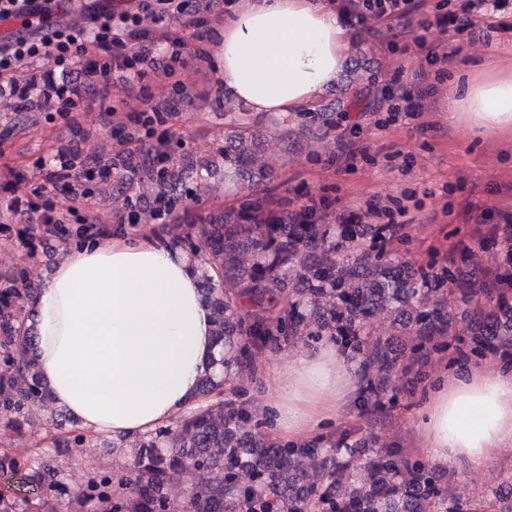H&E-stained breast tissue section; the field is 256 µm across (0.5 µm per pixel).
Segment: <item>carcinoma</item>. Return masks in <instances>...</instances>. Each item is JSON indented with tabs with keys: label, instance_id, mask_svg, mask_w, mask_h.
<instances>
[{
	"label": "carcinoma",
	"instance_id": "carcinoma-1",
	"mask_svg": "<svg viewBox=\"0 0 512 512\" xmlns=\"http://www.w3.org/2000/svg\"><path fill=\"white\" fill-rule=\"evenodd\" d=\"M253 142L239 133L224 146V170L256 162ZM164 164L144 153L136 164L148 193L180 203L186 190L175 169L183 158L164 148ZM405 226L302 224L266 196H254L222 218L193 224L177 236L198 260L202 293L213 311L217 363L230 378L253 366L256 355L305 338L330 340L353 363L355 402L367 415L398 404V382L408 366L378 333L385 316L411 337L403 346L418 374L448 351V366L499 352L512 363V255L490 277L466 279L458 262L416 265L401 258ZM32 288L23 274L0 288V417L10 419L48 397L41 383L36 333L22 314ZM468 340L456 345L458 319ZM30 353L14 362L12 351ZM258 417L242 403L226 410L218 400L142 440L136 468L118 480L91 472L71 499L70 512L97 504L99 512H174L163 494L178 475L206 470L180 512H465L461 498L442 495L431 467L417 455L379 441L365 448L356 430L306 443L254 439L240 424ZM326 454L319 464L311 457ZM0 472L37 485L21 495L0 490V512H63L50 471L27 472L7 453Z\"/></svg>",
	"mask_w": 512,
	"mask_h": 512
}]
</instances>
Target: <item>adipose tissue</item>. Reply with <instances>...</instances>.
Returning a JSON list of instances; mask_svg holds the SVG:
<instances>
[{
  "label": "adipose tissue",
  "instance_id": "adipose-tissue-1",
  "mask_svg": "<svg viewBox=\"0 0 512 512\" xmlns=\"http://www.w3.org/2000/svg\"><path fill=\"white\" fill-rule=\"evenodd\" d=\"M346 32L315 0H253L224 26V86L258 112H291L333 83ZM475 133L512 126V79L470 86ZM164 230L93 239L62 261L35 298L43 383L92 434L132 438L197 404L218 348L196 262ZM260 375L279 437L338 421L355 385L327 342ZM419 429L440 463L479 466L512 445V368L478 365L428 394Z\"/></svg>",
  "mask_w": 512,
  "mask_h": 512
}]
</instances>
